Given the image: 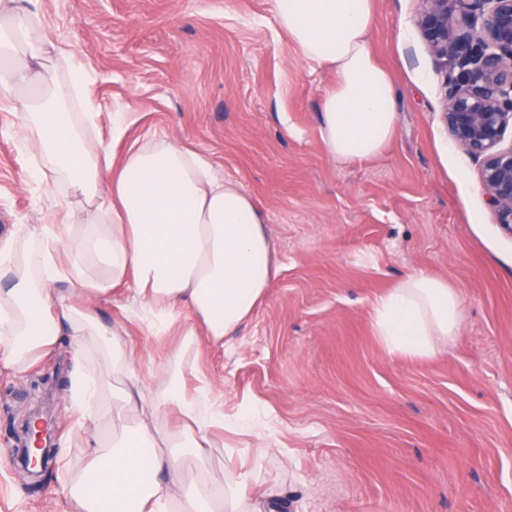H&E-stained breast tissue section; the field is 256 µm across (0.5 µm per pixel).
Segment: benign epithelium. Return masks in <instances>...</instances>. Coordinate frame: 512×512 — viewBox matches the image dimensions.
Instances as JSON below:
<instances>
[{
  "label": "benign epithelium",
  "mask_w": 512,
  "mask_h": 512,
  "mask_svg": "<svg viewBox=\"0 0 512 512\" xmlns=\"http://www.w3.org/2000/svg\"><path fill=\"white\" fill-rule=\"evenodd\" d=\"M415 25L445 84L442 121L449 139L478 163L497 223L512 230V0H421ZM51 417L22 426L21 472L43 475L54 457Z\"/></svg>",
  "instance_id": "7a95c632"
}]
</instances>
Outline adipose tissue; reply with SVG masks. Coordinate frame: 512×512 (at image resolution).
Here are the masks:
<instances>
[{"label":"adipose tissue","instance_id":"ef3b65f1","mask_svg":"<svg viewBox=\"0 0 512 512\" xmlns=\"http://www.w3.org/2000/svg\"><path fill=\"white\" fill-rule=\"evenodd\" d=\"M275 21L307 62L330 70L320 134L334 161L373 158L396 133V87L368 36L372 0H272ZM16 0H0V110L21 115L18 137L35 157L28 177L65 186L77 224H42L0 262V364L25 373L61 336L94 348L105 372L72 374L71 408L97 428L84 474L69 487L77 512H264L249 473L215 485L205 463L224 411L209 379L186 389L163 375L147 401L121 325L101 324L97 301L128 286L155 336L198 333L223 345L278 273L267 216L212 158L167 137L115 156L90 137L71 87L73 55L47 57L51 37ZM69 284L68 293L56 283ZM374 331L392 354L436 355L457 336L461 298L447 279L412 273L374 305ZM179 428H171L170 412Z\"/></svg>","mask_w":512,"mask_h":512}]
</instances>
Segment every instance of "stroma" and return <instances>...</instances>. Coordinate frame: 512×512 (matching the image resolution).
<instances>
[{
  "instance_id": "stroma-1",
  "label": "stroma",
  "mask_w": 512,
  "mask_h": 512,
  "mask_svg": "<svg viewBox=\"0 0 512 512\" xmlns=\"http://www.w3.org/2000/svg\"><path fill=\"white\" fill-rule=\"evenodd\" d=\"M87 75L97 134L124 153L156 135L213 157L266 211L278 274L223 346L189 353L224 404L208 465L252 472L250 490L283 512H512V233L488 207L477 165L448 139L444 89L414 28L419 0H374L370 47L397 90V132L372 159L335 162L319 134L333 74L274 20L272 0H21ZM128 113L121 140L112 116ZM19 113L0 111V243L68 210L29 181ZM413 272L448 279L461 330L440 354L388 353L375 300ZM97 315L122 324L146 391L177 335L150 336L128 290ZM70 338L25 374L0 366V512H73L88 429L68 410ZM58 413L48 473L22 477L11 450L43 383ZM250 412L276 449L235 420ZM239 448L227 460L224 446Z\"/></svg>"
}]
</instances>
